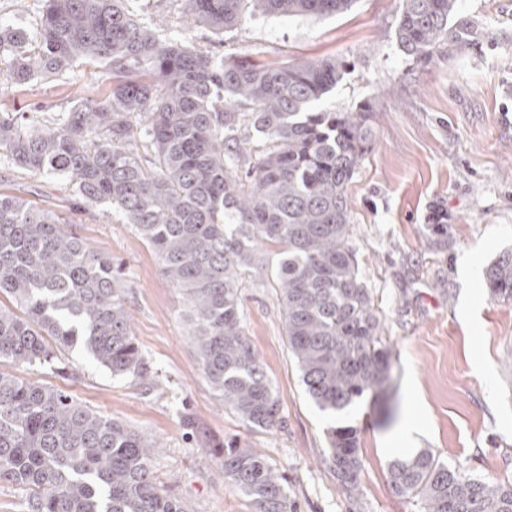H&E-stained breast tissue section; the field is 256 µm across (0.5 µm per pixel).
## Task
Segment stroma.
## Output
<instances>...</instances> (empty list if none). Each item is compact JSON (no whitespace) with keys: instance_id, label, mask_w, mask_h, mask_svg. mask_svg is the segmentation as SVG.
<instances>
[{"instance_id":"stroma-1","label":"stroma","mask_w":512,"mask_h":512,"mask_svg":"<svg viewBox=\"0 0 512 512\" xmlns=\"http://www.w3.org/2000/svg\"><path fill=\"white\" fill-rule=\"evenodd\" d=\"M161 37L282 66L333 57L341 80L319 112L369 113L374 131L347 187L359 270L393 349L383 399L355 415L364 469L357 502L345 498L321 460L326 419L309 400L288 350L281 305L268 282L240 290L245 332L280 403L282 424L256 432L226 411L201 375L186 331L184 300L160 273L151 247L107 205L80 208L63 179L0 163V194L55 212L97 251L123 264L135 340L163 383L145 393L85 353L69 352L67 375L34 366L24 378L50 383L89 409L158 442L157 478L192 512H252L224 475L214 444L238 439L286 478L295 512H418L391 489L397 457L428 449L468 474L512 484V300L490 296L484 272L512 250V0H457L447 46L415 61L396 38L400 0H355L345 13L253 15L217 34L187 22L182 0H125ZM112 87L95 63L34 81L0 98V111L41 103L51 116ZM447 229L443 239L430 225ZM476 264L478 274L460 270ZM421 431L398 434L412 416Z\"/></svg>"}]
</instances>
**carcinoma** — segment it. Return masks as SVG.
Segmentation results:
<instances>
[{"instance_id":"cac0c4a2","label":"carcinoma","mask_w":512,"mask_h":512,"mask_svg":"<svg viewBox=\"0 0 512 512\" xmlns=\"http://www.w3.org/2000/svg\"><path fill=\"white\" fill-rule=\"evenodd\" d=\"M217 33L252 8L319 18L353 0H184ZM456 0H401L397 37L429 59L448 44ZM85 60L115 79L39 127L0 113V155L33 176L57 174L86 205L108 204L156 252L185 298L202 376L248 427L281 424L274 388L246 336L242 278L271 275L288 349L306 394L329 419L323 464L346 497L359 490L360 431L350 416L376 402L392 349L359 271L346 190L372 130L364 112H314L344 63L286 66L221 60L159 38L121 0H44L31 35L0 23V97ZM282 246L274 268L261 244ZM121 266L55 213L0 194V482L28 512H189L154 476L155 443L62 390L16 374L80 348L147 391L158 378L135 344ZM491 295L512 300V251L486 268ZM224 476L254 512H290L284 477L252 448L224 444ZM394 493L422 512H512V484L471 476L430 450L395 459Z\"/></svg>"}]
</instances>
